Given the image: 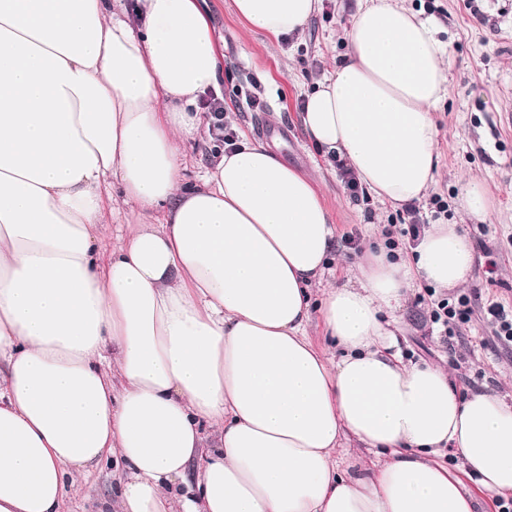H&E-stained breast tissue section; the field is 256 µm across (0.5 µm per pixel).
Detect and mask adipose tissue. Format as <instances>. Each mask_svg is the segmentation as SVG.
<instances>
[{"instance_id":"1","label":"adipose tissue","mask_w":512,"mask_h":512,"mask_svg":"<svg viewBox=\"0 0 512 512\" xmlns=\"http://www.w3.org/2000/svg\"><path fill=\"white\" fill-rule=\"evenodd\" d=\"M319 4L231 0L277 41ZM344 37L302 124L381 201L423 200L447 47L400 0H358ZM221 71L200 0H0V512H61L69 476L111 456L117 512H475L512 495V404L389 350L411 288L470 282V236L441 216L325 284L335 229L312 178L243 141L183 179ZM108 208L126 221L111 244ZM315 312L338 358L309 339ZM345 441L378 461L339 470Z\"/></svg>"}]
</instances>
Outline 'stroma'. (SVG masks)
Listing matches in <instances>:
<instances>
[{
	"mask_svg": "<svg viewBox=\"0 0 512 512\" xmlns=\"http://www.w3.org/2000/svg\"><path fill=\"white\" fill-rule=\"evenodd\" d=\"M231 0H206L209 21L218 38L222 76L218 97L226 122L239 138L265 141L289 167L311 176L336 226L335 261L327 279L344 283L348 266L341 257L342 236L359 243L379 237L396 207L377 198L354 201L346 193L334 160L325 158L305 132L300 112L313 82L342 60L343 32L356 0H322L300 39L271 45L250 34L230 8ZM434 22L447 43L450 89L435 114L439 128L440 167L436 184L422 202H453L459 183L474 177L484 183L495 209L489 223L476 224L455 214L475 243L476 263L463 293L512 306V0H405ZM497 256L488 271L486 251ZM412 288L397 312L398 340L405 361H428L446 367L460 393L481 389L512 401V343L497 340L475 310L471 320L445 342L427 320L429 306ZM120 472L102 462L88 477H77L81 496H69L64 512H96L99 499L116 491Z\"/></svg>",
	"mask_w": 512,
	"mask_h": 512,
	"instance_id": "stroma-1",
	"label": "stroma"
}]
</instances>
